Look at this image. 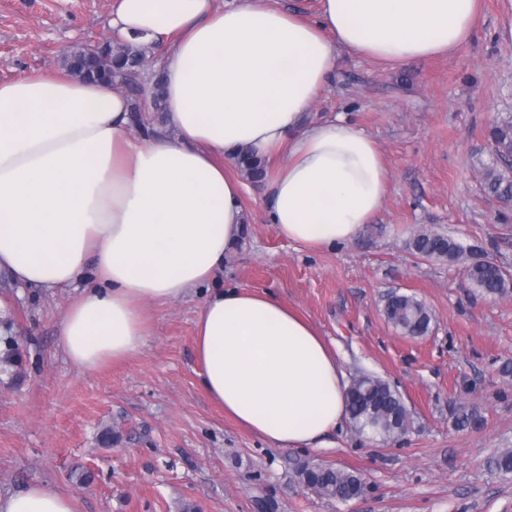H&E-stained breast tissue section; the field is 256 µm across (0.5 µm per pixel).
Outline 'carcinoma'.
Listing matches in <instances>:
<instances>
[{"label": "carcinoma", "instance_id": "cac0c4a2", "mask_svg": "<svg viewBox=\"0 0 512 512\" xmlns=\"http://www.w3.org/2000/svg\"><path fill=\"white\" fill-rule=\"evenodd\" d=\"M144 57L139 50L128 51L126 58H99L86 60L85 50L71 49L63 57V64L77 76L96 80H126L138 59ZM496 153L493 166L486 169L484 187L492 196L512 200V120H503L490 131ZM237 170L254 182L266 177V162L247 150H241L235 162ZM408 249L427 258L455 262L462 258L463 249L453 239L444 235L421 231L408 242ZM467 275L474 288L487 296H501L508 290L509 282L503 268L488 258L471 262ZM389 323L412 337L426 335L433 320L425 303L412 295L391 294L384 309ZM349 419L360 432L394 438L408 431L410 413L396 388L372 376L363 375L353 381L347 393ZM302 483L329 499H352L364 490L361 475L353 470L332 466H312L299 473Z\"/></svg>", "mask_w": 512, "mask_h": 512}]
</instances>
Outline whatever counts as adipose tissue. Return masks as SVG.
I'll return each mask as SVG.
<instances>
[{
  "label": "adipose tissue",
  "instance_id": "obj_1",
  "mask_svg": "<svg viewBox=\"0 0 512 512\" xmlns=\"http://www.w3.org/2000/svg\"><path fill=\"white\" fill-rule=\"evenodd\" d=\"M478 0H317L314 17L240 0H115L109 27L133 44L171 39L160 62L174 137L133 139L130 104L68 75L0 82V273L80 288L60 321L79 368L132 356L146 303L211 286L240 241L238 149L273 160L266 217L302 249L354 241L389 192L377 141L338 114L307 121L337 51L388 64L450 54ZM212 288V286H211ZM201 385L238 425L286 448L347 418L348 383L311 322L265 291L212 288L196 323ZM0 512H75L42 485Z\"/></svg>",
  "mask_w": 512,
  "mask_h": 512
}]
</instances>
